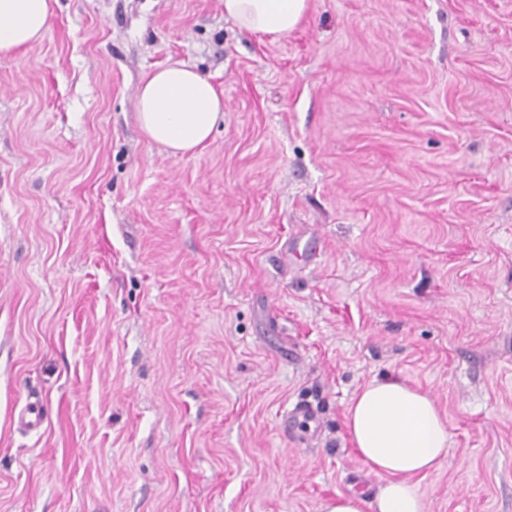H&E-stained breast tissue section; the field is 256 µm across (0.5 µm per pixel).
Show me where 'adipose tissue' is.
I'll list each match as a JSON object with an SVG mask.
<instances>
[{
    "label": "adipose tissue",
    "instance_id": "1",
    "mask_svg": "<svg viewBox=\"0 0 512 512\" xmlns=\"http://www.w3.org/2000/svg\"><path fill=\"white\" fill-rule=\"evenodd\" d=\"M58 0H0V56L46 35ZM308 0H224L240 28L273 36L302 20ZM142 132L172 154L203 148L224 120V101L207 77L176 62L147 73L137 89ZM346 427L354 452L387 481L372 500L337 495L322 512H424L412 477L433 470L448 452L449 432L436 400L395 377L374 379L352 398Z\"/></svg>",
    "mask_w": 512,
    "mask_h": 512
}]
</instances>
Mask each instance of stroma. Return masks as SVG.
Segmentation results:
<instances>
[{"mask_svg":"<svg viewBox=\"0 0 512 512\" xmlns=\"http://www.w3.org/2000/svg\"><path fill=\"white\" fill-rule=\"evenodd\" d=\"M177 61L224 98L183 156L135 119ZM388 375L451 434L425 512H512V0H308L278 37L59 0L0 57V512L376 494L345 411ZM316 414L312 408L306 405H296L282 422L284 431L293 434L296 429L308 428L310 423L315 422Z\"/></svg>","mask_w":512,"mask_h":512,"instance_id":"35a3bbf8","label":"stroma"}]
</instances>
